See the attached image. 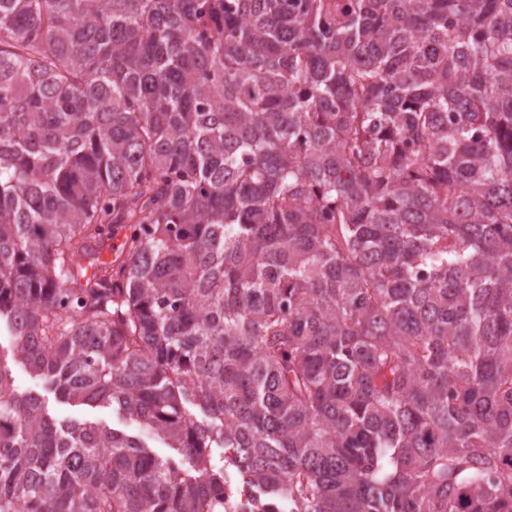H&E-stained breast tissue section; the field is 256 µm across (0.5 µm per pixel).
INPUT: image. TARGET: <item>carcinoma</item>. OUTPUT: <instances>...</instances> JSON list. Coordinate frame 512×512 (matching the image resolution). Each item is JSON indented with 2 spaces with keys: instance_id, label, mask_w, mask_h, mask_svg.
I'll use <instances>...</instances> for the list:
<instances>
[{
  "instance_id": "cac0c4a2",
  "label": "carcinoma",
  "mask_w": 512,
  "mask_h": 512,
  "mask_svg": "<svg viewBox=\"0 0 512 512\" xmlns=\"http://www.w3.org/2000/svg\"><path fill=\"white\" fill-rule=\"evenodd\" d=\"M1 324L175 456L0 359V512H512V0H0ZM11 336L7 328L2 324L0 328V351L2 350L3 362L10 370L14 385L19 394H38L46 400L49 412L58 419L65 420H96L103 425L116 429L135 433V426L130 421L123 419L122 415L112 406L108 408H91L87 406H73L61 401L49 388V385L33 374L18 362L14 361L8 354Z\"/></svg>"
}]
</instances>
